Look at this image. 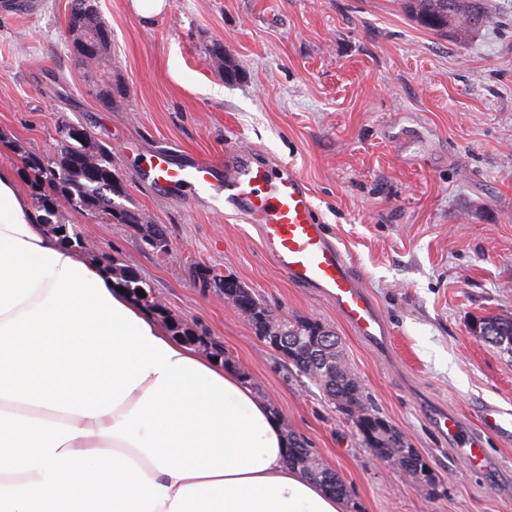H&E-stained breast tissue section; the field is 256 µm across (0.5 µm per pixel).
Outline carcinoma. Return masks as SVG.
<instances>
[{
  "label": "carcinoma",
  "instance_id": "obj_1",
  "mask_svg": "<svg viewBox=\"0 0 512 512\" xmlns=\"http://www.w3.org/2000/svg\"><path fill=\"white\" fill-rule=\"evenodd\" d=\"M404 6L422 27L435 33L450 35L459 41L467 40L484 21V0H404ZM69 30L79 64L88 67L104 62L108 34L97 20L91 0H72ZM23 165L40 222L48 226L52 233L59 234L61 241L68 246L75 249L86 248L81 234L70 231L68 225L62 222L58 203L60 198L65 199L69 208L80 214L98 216L109 223L113 221L118 224H132L140 231L146 245L152 248L161 246L163 230L151 229L139 211L122 203L127 198L125 189L117 192L110 188L109 175L115 174L120 178L122 174L116 169L112 153L107 148L92 143L89 134L65 137L60 150L51 158L27 154L23 157ZM102 262L119 287L147 308L164 312L153 301L136 269H118L105 257ZM224 298L248 317L259 336L272 348H277L268 329L271 313L246 286L238 285L234 292L224 293ZM166 322L172 334L194 344L199 340L193 330L183 322L170 317L166 318ZM323 328L325 325L309 320L288 323V336L300 337V343L294 354L284 352L282 356L299 373L317 382L326 396L348 415L355 414L359 418L383 421L366 403V395L360 383L346 366L340 351L336 350V334L331 331L324 335ZM481 338L512 353V319H485L482 322ZM397 447L402 448L404 444L393 428L380 429L374 450L387 456ZM288 461L320 479L326 490L336 497L346 495V486L336 474L312 466L309 449L297 438L289 439ZM398 463L421 481H430V478L422 475L425 463L420 456L402 454L398 456Z\"/></svg>",
  "mask_w": 512,
  "mask_h": 512
}]
</instances>
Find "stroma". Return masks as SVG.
I'll list each match as a JSON object with an SVG mask.
<instances>
[{
  "instance_id": "35a3bbf8",
  "label": "stroma",
  "mask_w": 512,
  "mask_h": 512,
  "mask_svg": "<svg viewBox=\"0 0 512 512\" xmlns=\"http://www.w3.org/2000/svg\"><path fill=\"white\" fill-rule=\"evenodd\" d=\"M35 2L27 16L0 12V166L25 182L23 153L52 154L65 123L111 150L131 206L164 229L168 250L128 224L69 209L66 223L89 258L133 267L167 315L223 346L224 364L345 483V512H512V436H486L476 471L433 423L449 410L476 431L482 404L512 410V354L478 334L485 318H512V0H487L464 43L420 27L403 0H166L150 22L132 0H92L111 32L110 104L75 60L71 0ZM232 145L304 180L389 322L386 348L290 283L252 225L139 174L162 149L220 162ZM228 277L276 316L336 333L437 493L375 458L351 418L225 301Z\"/></svg>"
}]
</instances>
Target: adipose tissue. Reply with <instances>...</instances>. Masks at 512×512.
I'll return each instance as SVG.
<instances>
[{"instance_id":"ef3b65f1","label":"adipose tissue","mask_w":512,"mask_h":512,"mask_svg":"<svg viewBox=\"0 0 512 512\" xmlns=\"http://www.w3.org/2000/svg\"><path fill=\"white\" fill-rule=\"evenodd\" d=\"M88 475L97 495L74 497ZM344 509L289 466L281 421L239 373L62 246L0 167V512Z\"/></svg>"}]
</instances>
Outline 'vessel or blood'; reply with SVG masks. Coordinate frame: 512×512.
<instances>
[{
	"instance_id": "1",
	"label": "vessel or blood",
	"mask_w": 512,
	"mask_h": 512,
	"mask_svg": "<svg viewBox=\"0 0 512 512\" xmlns=\"http://www.w3.org/2000/svg\"><path fill=\"white\" fill-rule=\"evenodd\" d=\"M141 176L161 187L188 190L193 198L205 195L223 203L225 215L253 225L263 251L290 281L324 295L370 346L385 343L389 326L378 304L318 219L305 182L287 165L256 162L251 151L237 147L228 150L220 167L209 159L181 161L162 151L151 155ZM480 424L479 432L467 433L453 413L434 418L437 433L463 448L476 468L487 460L485 435L512 433V411L487 405Z\"/></svg>"
}]
</instances>
